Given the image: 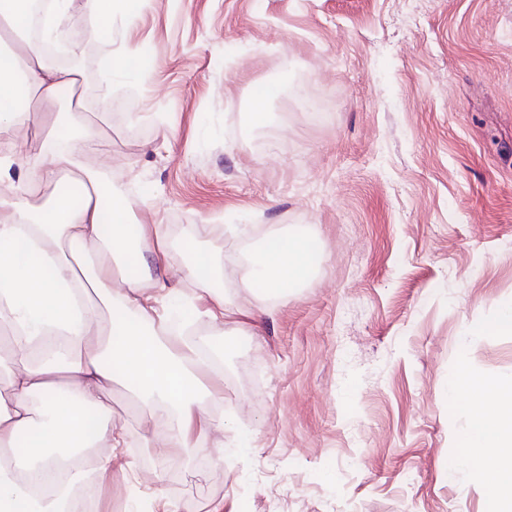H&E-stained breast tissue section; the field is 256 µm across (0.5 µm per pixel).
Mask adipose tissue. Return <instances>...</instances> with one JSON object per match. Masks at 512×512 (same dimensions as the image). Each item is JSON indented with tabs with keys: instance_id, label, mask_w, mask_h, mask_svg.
I'll return each mask as SVG.
<instances>
[{
	"instance_id": "obj_1",
	"label": "adipose tissue",
	"mask_w": 512,
	"mask_h": 512,
	"mask_svg": "<svg viewBox=\"0 0 512 512\" xmlns=\"http://www.w3.org/2000/svg\"><path fill=\"white\" fill-rule=\"evenodd\" d=\"M142 0H83L96 35L110 34L114 16H132ZM70 0H49L40 35L27 37L28 0H0V136L46 123L45 104L76 83L74 70L51 64L46 41L62 39ZM69 142L43 155L38 169L13 178L26 143L0 155V512H78L75 488L112 469L101 444L121 447L112 419L113 385L133 392L157 411L146 443L186 447L224 428L210 412L215 399L202 381L209 366L195 345L174 340L177 331L157 307L170 291L174 266L158 224L132 221L119 198L108 197L98 169L85 161L95 129L73 112ZM68 185L53 206L38 199L45 187ZM111 212V234L102 215ZM317 247L304 233L274 230L248 257L244 277L277 298L308 284ZM111 307L104 318L103 307ZM450 400L467 417L461 440L482 480L485 512H512V384H491L468 369L452 379ZM90 453V469L43 492L55 472L52 451Z\"/></svg>"
}]
</instances>
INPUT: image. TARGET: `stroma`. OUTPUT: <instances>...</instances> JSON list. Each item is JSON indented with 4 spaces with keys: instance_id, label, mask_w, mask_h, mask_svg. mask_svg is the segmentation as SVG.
I'll return each mask as SVG.
<instances>
[{
    "instance_id": "stroma-1",
    "label": "stroma",
    "mask_w": 512,
    "mask_h": 512,
    "mask_svg": "<svg viewBox=\"0 0 512 512\" xmlns=\"http://www.w3.org/2000/svg\"><path fill=\"white\" fill-rule=\"evenodd\" d=\"M64 39L85 81L140 49L150 77L111 75L112 111L81 92L56 109L99 129L105 193L170 247L222 226L201 240L212 288L259 315L188 335L233 345L202 452L147 446L154 418L113 388L126 445L97 512H484L448 382L512 381V335L468 332L512 303V0H148L108 40L71 0ZM274 229L318 249L284 302L237 266Z\"/></svg>"
}]
</instances>
